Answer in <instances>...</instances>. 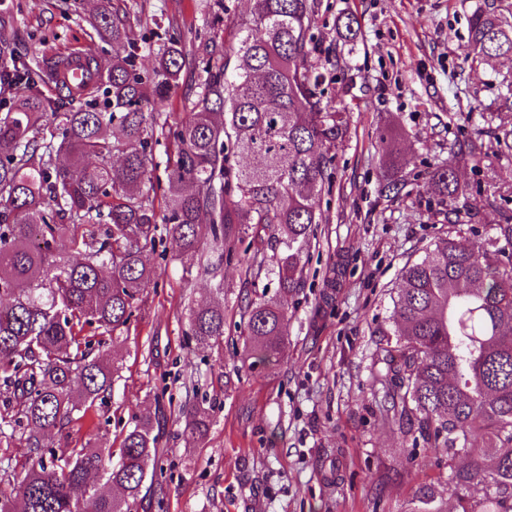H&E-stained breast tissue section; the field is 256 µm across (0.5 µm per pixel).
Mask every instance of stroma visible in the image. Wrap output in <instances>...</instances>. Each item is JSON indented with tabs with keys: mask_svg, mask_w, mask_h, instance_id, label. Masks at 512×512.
Listing matches in <instances>:
<instances>
[{
	"mask_svg": "<svg viewBox=\"0 0 512 512\" xmlns=\"http://www.w3.org/2000/svg\"><path fill=\"white\" fill-rule=\"evenodd\" d=\"M312 31L326 76L324 100L342 112L348 133L333 165L326 217L303 261L304 285L289 295L288 342L280 365L251 367L240 329L248 301L273 296L275 245L251 241L250 228L224 276V346L201 349L188 336V309L213 299L208 278L188 275L174 253L153 252L155 280L119 344L103 347L119 368L112 398L76 425L78 442L103 439L119 450L134 417L150 416L158 438L161 487H145L133 512H409L415 491L432 489L454 508L448 458L413 448L383 411L379 349L392 332L401 270L448 236L466 244L488 224L450 226L429 179L463 140L512 128V59L469 58L468 17L476 8L512 12V0H316ZM20 53L79 48L110 66L139 45L137 66L153 78L148 52L176 25L190 56L203 44L233 53L253 0H113L132 42L117 46L89 26L96 0H6ZM353 14L354 41L338 20ZM393 134L395 155L379 147ZM400 167L409 194L387 198L382 176ZM480 184L459 208L512 210V153L460 168ZM262 267L248 281L247 267ZM337 268L332 302L324 277ZM213 410L207 434L191 437L178 407Z\"/></svg>",
	"mask_w": 512,
	"mask_h": 512,
	"instance_id": "35a3bbf8",
	"label": "stroma"
}]
</instances>
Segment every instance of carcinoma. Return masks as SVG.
I'll return each mask as SVG.
<instances>
[{"instance_id": "obj_1", "label": "carcinoma", "mask_w": 512, "mask_h": 512, "mask_svg": "<svg viewBox=\"0 0 512 512\" xmlns=\"http://www.w3.org/2000/svg\"><path fill=\"white\" fill-rule=\"evenodd\" d=\"M92 26L112 42L130 40L110 9ZM315 0H255L241 23L235 60L202 59L186 117L163 110L188 62L174 36L154 55L158 79L137 72L135 52L112 58L86 93L49 97L40 69L13 52V16L0 0V380L12 388L0 415V446L23 449L18 472L0 474V512H132L158 466L157 438L145 416L126 431L118 457L97 443L69 441L90 410L111 398L118 369L91 356L108 334L128 330L140 295L156 276L147 253L165 226L177 256L216 280L213 302L190 309L188 336L200 348L224 345V279L205 247L232 255L236 225L269 232L282 250L278 292L247 305L241 338L263 368L288 342L281 297L303 287V253L324 223L321 196L343 146V113L322 105L323 74L309 34ZM471 51L484 61L512 54V21L477 9ZM53 128L51 138H38ZM468 139L457 157L512 151V130ZM166 182L153 175L156 147ZM251 156L252 166L231 164ZM441 201L468 185L454 162L431 175ZM408 180L393 173L381 192L398 197ZM163 192L157 214L151 196ZM496 235L466 246L454 238L403 268L393 297L395 342L381 348L391 385L386 412L408 424L414 445L448 457L455 512H512V213L491 207ZM448 223H487L481 212L448 209ZM201 437L212 413L179 408ZM11 428L6 433L4 428ZM483 447L469 445L474 438ZM410 512H447L421 487Z\"/></svg>"}]
</instances>
